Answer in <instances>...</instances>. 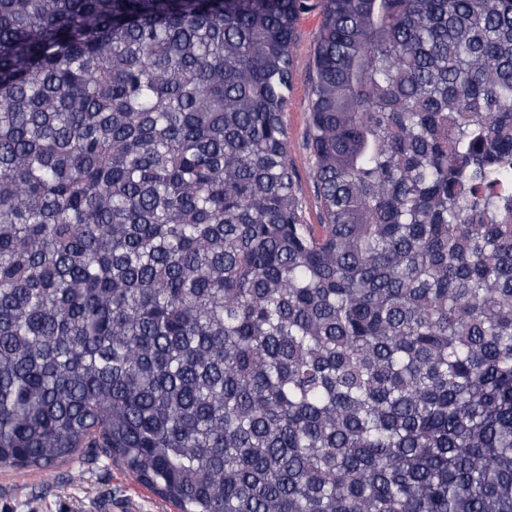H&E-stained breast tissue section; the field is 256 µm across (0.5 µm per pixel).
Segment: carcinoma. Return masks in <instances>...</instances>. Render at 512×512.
I'll list each match as a JSON object with an SVG mask.
<instances>
[{
	"label": "carcinoma",
	"mask_w": 512,
	"mask_h": 512,
	"mask_svg": "<svg viewBox=\"0 0 512 512\" xmlns=\"http://www.w3.org/2000/svg\"><path fill=\"white\" fill-rule=\"evenodd\" d=\"M0 0V466L177 512H512V0ZM320 22L319 8L301 16L293 48L295 61L292 90L288 94L285 122L288 127L289 157L300 182V202L306 224H321V207L312 178V164L307 147V126L310 111L311 60L315 36Z\"/></svg>",
	"instance_id": "1"
}]
</instances>
